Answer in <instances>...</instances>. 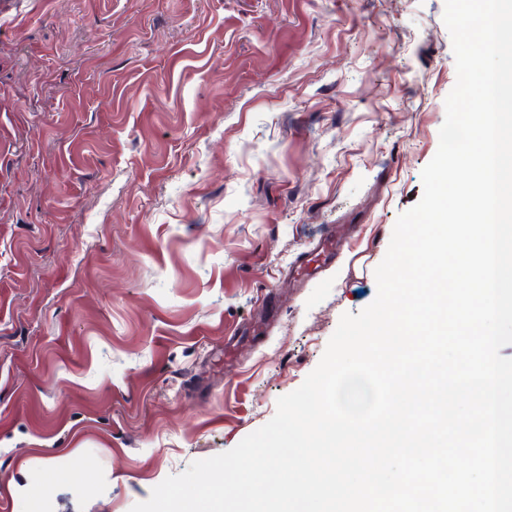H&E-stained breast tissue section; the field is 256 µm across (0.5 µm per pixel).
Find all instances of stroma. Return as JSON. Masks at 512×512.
I'll return each instance as SVG.
<instances>
[{
	"label": "stroma",
	"mask_w": 512,
	"mask_h": 512,
	"mask_svg": "<svg viewBox=\"0 0 512 512\" xmlns=\"http://www.w3.org/2000/svg\"><path fill=\"white\" fill-rule=\"evenodd\" d=\"M444 5L5 0L0 512H130L301 386L422 197Z\"/></svg>",
	"instance_id": "obj_1"
}]
</instances>
